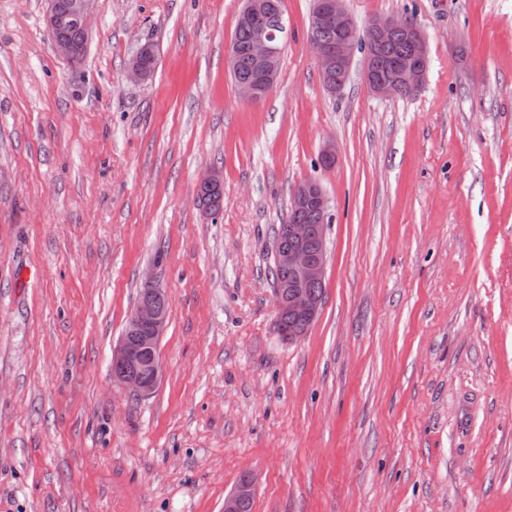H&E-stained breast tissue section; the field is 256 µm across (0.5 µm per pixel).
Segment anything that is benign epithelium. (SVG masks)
Returning a JSON list of instances; mask_svg holds the SVG:
<instances>
[{"instance_id":"benign-epithelium-1","label":"benign epithelium","mask_w":512,"mask_h":512,"mask_svg":"<svg viewBox=\"0 0 512 512\" xmlns=\"http://www.w3.org/2000/svg\"><path fill=\"white\" fill-rule=\"evenodd\" d=\"M47 31L58 55L73 61L76 46L58 33L60 19L55 0H48ZM93 0H69V17L76 23L83 43H88L89 24ZM239 23L252 30L251 41L242 48L232 44L228 55L235 64L239 55L247 53L254 62L257 78L253 82L237 84L241 99L259 101L273 86L280 67L281 44L286 39L277 0H245ZM336 30L337 39L327 42L318 36V30ZM403 30L409 42V54L386 65L387 75L378 76L371 68V57L363 56V74L369 89L383 98L394 97L399 90H416L425 80L429 56L427 40L422 30L412 25L406 16L399 15L373 20L366 27L367 40L375 46L387 43L397 31ZM360 31L344 6V0H314L310 17L309 47L322 74L325 89L336 94L349 78L357 53L352 36ZM148 47H141L128 62V75L134 81L150 76L145 64ZM196 203L210 214L222 206V179L219 173L208 171L197 181ZM291 208L301 212L313 209L329 216L328 197L316 180H306L292 191ZM325 224H288L286 237L290 245L275 255L278 268L287 272L288 278L273 288L275 322L288 318L312 322L320 309L322 296L315 288L323 285L327 265ZM321 243V249L311 251L310 240ZM146 292L139 297L130 312L124 332L112 348L115 380L129 393L145 398L156 389L161 375L160 341L168 324V304L164 292L157 287L154 276L144 279ZM255 481L252 476H242L234 489L224 498V512H240L243 504L253 500Z\"/></svg>"}]
</instances>
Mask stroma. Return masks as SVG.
Masks as SVG:
<instances>
[{
	"instance_id": "obj_1",
	"label": "stroma",
	"mask_w": 512,
	"mask_h": 512,
	"mask_svg": "<svg viewBox=\"0 0 512 512\" xmlns=\"http://www.w3.org/2000/svg\"><path fill=\"white\" fill-rule=\"evenodd\" d=\"M344 5L413 15L417 92L373 95L357 61L328 93L313 0H281L257 103L228 67L243 0H96L75 66L46 0H0V512H223L245 474L252 512H512V0ZM309 179L324 299L289 343L274 236ZM149 273L169 324L136 399L111 356ZM196 187V203L205 213L211 215L216 207H222V179L219 173L207 171L199 177ZM206 197L211 200L208 201ZM218 211L219 208H216L214 214Z\"/></svg>"
}]
</instances>
